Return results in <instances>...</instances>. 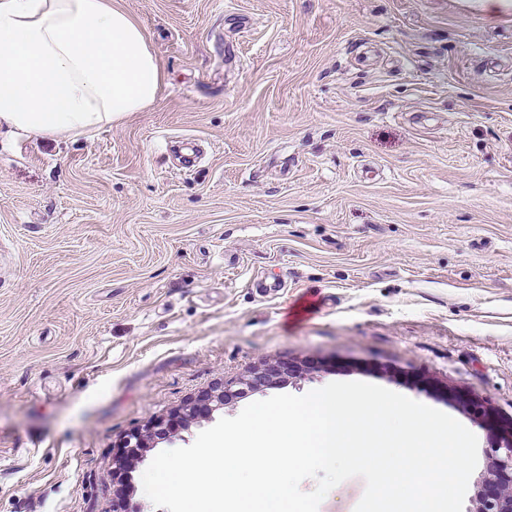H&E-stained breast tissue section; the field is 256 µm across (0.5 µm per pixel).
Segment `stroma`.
<instances>
[{"label": "stroma", "instance_id": "stroma-1", "mask_svg": "<svg viewBox=\"0 0 512 512\" xmlns=\"http://www.w3.org/2000/svg\"><path fill=\"white\" fill-rule=\"evenodd\" d=\"M155 103L0 136V512H162L142 475L252 393L114 461L264 361L512 424V9L112 0ZM275 287L261 296L256 281ZM169 428L163 420L148 424L143 429H137L125 437L122 448H130L128 453L134 454L138 448H145L146 441L152 437L164 436Z\"/></svg>", "mask_w": 512, "mask_h": 512}]
</instances>
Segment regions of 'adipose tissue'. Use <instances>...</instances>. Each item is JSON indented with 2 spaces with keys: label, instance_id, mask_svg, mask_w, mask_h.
Wrapping results in <instances>:
<instances>
[{
  "label": "adipose tissue",
  "instance_id": "1",
  "mask_svg": "<svg viewBox=\"0 0 512 512\" xmlns=\"http://www.w3.org/2000/svg\"><path fill=\"white\" fill-rule=\"evenodd\" d=\"M163 73L110 0H0V130L60 138L150 107Z\"/></svg>",
  "mask_w": 512,
  "mask_h": 512
}]
</instances>
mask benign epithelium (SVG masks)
<instances>
[{
  "instance_id": "benign-epithelium-1",
  "label": "benign epithelium",
  "mask_w": 512,
  "mask_h": 512,
  "mask_svg": "<svg viewBox=\"0 0 512 512\" xmlns=\"http://www.w3.org/2000/svg\"><path fill=\"white\" fill-rule=\"evenodd\" d=\"M323 365L308 358L301 360L270 359L247 372L235 382L226 383L192 399L185 415L194 417L212 405L227 406L246 393L263 392L306 378ZM169 428L162 420L152 422L125 437L123 447L133 454L146 447L152 437L164 436ZM476 507L468 512H512V434L497 440L487 457L484 471L476 481Z\"/></svg>"
}]
</instances>
